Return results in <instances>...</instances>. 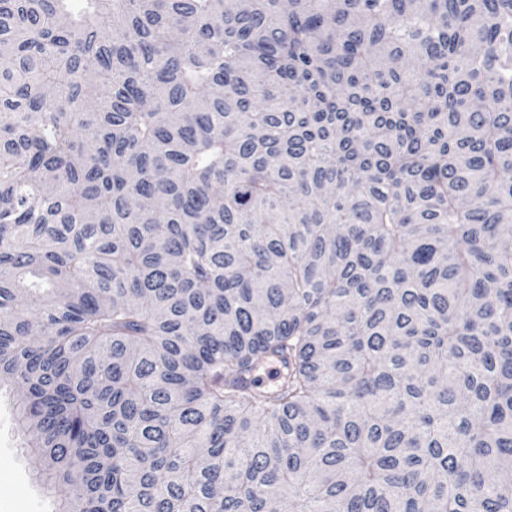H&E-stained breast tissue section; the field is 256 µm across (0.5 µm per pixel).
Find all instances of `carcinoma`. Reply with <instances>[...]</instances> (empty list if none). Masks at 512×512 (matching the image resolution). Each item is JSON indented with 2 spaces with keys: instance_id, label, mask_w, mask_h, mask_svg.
<instances>
[{
  "instance_id": "obj_1",
  "label": "carcinoma",
  "mask_w": 512,
  "mask_h": 512,
  "mask_svg": "<svg viewBox=\"0 0 512 512\" xmlns=\"http://www.w3.org/2000/svg\"><path fill=\"white\" fill-rule=\"evenodd\" d=\"M2 382L58 512H512V0H0Z\"/></svg>"
}]
</instances>
